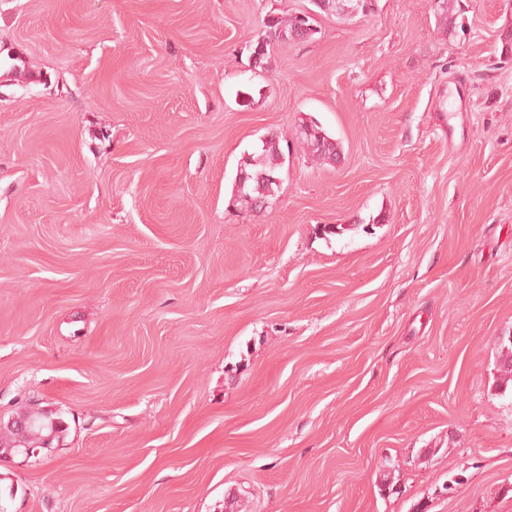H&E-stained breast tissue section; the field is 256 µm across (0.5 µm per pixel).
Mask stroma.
<instances>
[{"instance_id": "obj_1", "label": "stroma", "mask_w": 512, "mask_h": 512, "mask_svg": "<svg viewBox=\"0 0 512 512\" xmlns=\"http://www.w3.org/2000/svg\"><path fill=\"white\" fill-rule=\"evenodd\" d=\"M460 5L261 70L311 0H0V416L66 424L6 512H512V0ZM266 32L265 35L258 39L254 51L256 48L262 46V50L258 55L257 68H266L270 57V50L276 43L281 42H295L301 40L303 32L299 30L295 17L288 20H281L279 18H269L265 22ZM253 51V52H254ZM254 68H256L255 63ZM308 124L313 132L310 134L303 132L302 135L298 137L303 150L308 152L310 155L315 156L317 159L328 163L335 162L341 152L339 143L336 142L335 139H333L321 126H319L317 121H313L311 119L302 121V124H300L299 127L307 126ZM326 138L332 140L333 144L326 149H322L320 141H325ZM256 164L244 162V172L248 175L247 185L250 194L254 198L272 201L275 197V189L278 187L276 182H280V177H275L281 167L280 159L282 157L279 144L274 140L263 141L259 150L251 153ZM267 175V179L264 177ZM269 176H274L271 180Z\"/></svg>"}]
</instances>
